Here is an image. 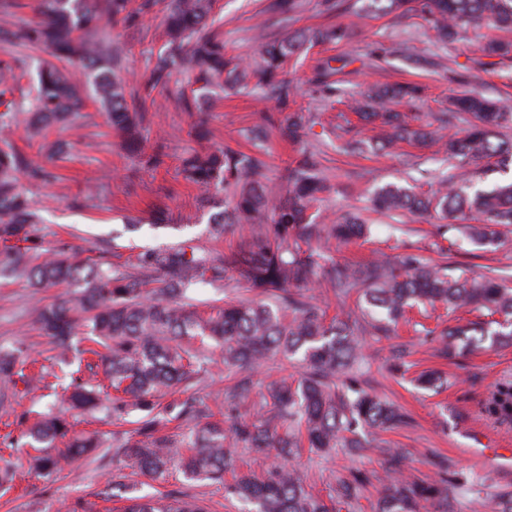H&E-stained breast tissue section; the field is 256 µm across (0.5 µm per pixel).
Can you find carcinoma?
Masks as SVG:
<instances>
[{
	"label": "carcinoma",
	"instance_id": "obj_1",
	"mask_svg": "<svg viewBox=\"0 0 512 512\" xmlns=\"http://www.w3.org/2000/svg\"><path fill=\"white\" fill-rule=\"evenodd\" d=\"M215 0H170L161 32V50L155 56L149 87L169 85L176 74H190L195 95L185 105L199 106L223 85L231 89L252 88L277 103V111L260 112L243 136L254 152L247 154L229 146L191 150L182 162L185 178L197 185L207 201H224V210L210 217L215 236L239 237L238 248L218 253L200 247L158 248L144 252L134 264L104 269L74 260L64 252H46L33 257L29 250L8 247L0 251V274L27 279L38 288L66 285L74 289L67 299L36 309L37 323L52 338L57 350L55 375L62 398L72 412L112 409L123 412L124 399L112 397L75 373L66 371L82 363L84 355L100 356L111 387L133 399L144 416L124 436L107 443L97 436L72 432L70 416L39 412L25 437L30 470L49 476L64 462H73L112 446V460L137 468L154 481L166 480L176 467L189 480L234 482L225 493L252 506L251 512H336L350 505L370 475L348 469L329 485L324 500L306 489L305 481L290 464L303 444L316 454L346 448L352 454L374 449L386 457L375 512H455L462 477L448 460L440 462L437 478L420 480L407 470V456L391 448L380 432L404 427L410 419L394 404L383 401L369 388L363 365L362 343L390 335L407 309L433 307L438 303L453 309L471 305L502 320L492 329L479 322L449 327L439 334L436 351L446 358L464 350L512 345V289L499 278L470 276L467 270L448 265V259L429 261L406 252L362 265L337 261L329 254L332 242L348 244L371 234L372 226L360 213L349 211L329 224L310 212L321 195L331 190L323 175L320 154L303 145L285 168L281 187L272 194L266 180L265 143L272 131L294 144L302 142L316 124V113L290 111V83L285 68L307 43H347L352 25L338 23L315 31H297L262 43L250 63L224 52V41L209 24ZM299 0H273L271 10L281 21H290ZM368 7L384 14L418 15L434 31L436 42L446 44L471 27L484 23L512 29V0H368ZM14 0H0V41L12 46H37L51 56L82 66L87 83L106 108L107 120L123 141L140 149L145 139L146 116L128 102L125 86L112 75V49L100 36L102 25L121 15L132 21L127 0H38V20L10 21ZM484 51L489 58L512 55V42L491 41ZM328 59L317 68L314 83L333 89L331 77L337 68ZM27 68L21 56L0 63V241H32L41 223L32 193L21 176L44 182L50 172L32 164L28 156L9 142L12 128L24 123L34 135L51 122L68 120L85 104L83 91L64 67L48 64L37 72L25 90L20 78ZM413 83L378 90L372 105L355 100L351 108L364 120H379L387 127L380 145L396 140L426 144L439 138L424 125L411 126L406 118L388 111L395 99L418 97ZM459 113L467 115L468 128L445 141L453 173L441 178L427 196L397 184L375 187L368 197L370 210L394 217L400 213L434 215L436 235L464 236L490 251L499 242L497 227L512 224V183L492 190H469L467 165L484 158L512 161V139L501 129L512 123L507 106L483 96L456 101ZM336 129L348 135L343 150L351 155L365 152L370 141L351 128ZM472 214L481 224H466ZM215 288L244 283L253 296L230 300L206 317L191 310L186 292L202 279ZM328 284L339 304L357 295L355 308L344 317L325 323L323 311L308 292ZM79 336H87L105 349L104 354L83 348ZM219 347L224 369L247 370L233 387L214 397L215 402L236 407L247 402L254 386V373L265 359L280 355L297 365V375L269 385L264 403L247 418L229 428L208 421L210 407L203 399L187 397L180 416L206 420L184 442L161 435L170 422L158 411V400L181 387H190L192 375L204 370L206 356L200 347ZM410 351L405 344L393 346L387 369L404 374ZM27 354L0 350V406L10 404L14 377ZM480 415L494 424H512V375L497 379L487 390ZM67 440L63 453L52 448ZM248 448L275 462L266 476L237 474V457L231 446ZM17 462L0 457V487L10 485ZM123 512H205L196 501L166 495L154 501L126 496Z\"/></svg>",
	"mask_w": 512,
	"mask_h": 512
}]
</instances>
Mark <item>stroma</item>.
I'll return each mask as SVG.
<instances>
[{
    "label": "stroma",
    "instance_id": "obj_1",
    "mask_svg": "<svg viewBox=\"0 0 512 512\" xmlns=\"http://www.w3.org/2000/svg\"><path fill=\"white\" fill-rule=\"evenodd\" d=\"M267 2L217 0L215 26L228 54L247 61L256 51L258 32L281 37L307 27L329 26L339 19L324 13L322 0H301L293 21L282 23L265 12ZM164 8L163 0H157L149 13L141 15L137 26L115 19L103 28L106 39L120 53L119 74L127 84L128 100L141 105L148 114L146 145H163V164L153 171L142 169L137 157L126 151L121 137L110 127L104 111L94 103L88 104L72 125L51 126L45 139L30 140L25 134H17V146L52 174L49 182L34 187L42 202L34 252L63 248L77 258H90L108 267L135 263L140 253L155 248L189 244L221 251L228 247V237L216 239L209 233L212 203L202 201L200 190L186 183L179 173L183 153L194 145L189 133L197 112L180 104L181 99L192 98V82L183 77L165 91L148 88L153 60L161 47ZM342 19L354 28L349 43L315 45L289 67L292 108L318 115L308 141L320 149L324 173L334 187L321 208L339 214L364 209L367 191L374 184H400L410 178L417 190L425 192L436 188L448 169L445 155L436 145L420 147L404 142L361 155L342 152L336 136L338 115L345 109L342 95H357L374 86L415 82L424 88L421 98L398 104L397 109L420 114L428 122L449 111L454 98L473 91L512 105V58L490 68L484 64L482 52L488 40L512 41V31L484 27L442 48L435 45L432 31L418 17L397 19L362 11L345 14ZM330 57L347 61L335 76L337 92L333 95L311 83L316 67ZM275 109V101L252 93H219L207 110L211 143L246 149L242 130L256 120L258 112ZM90 178L97 179L100 188L87 199L83 189ZM159 204L169 212L170 224L164 228L152 225L153 208ZM365 219L372 226L370 238L337 246L336 259L394 256L410 249L428 256L443 244L426 217H407L397 227L376 213H367ZM448 259L475 274L487 266L503 269L505 284L512 287V233L503 236L495 251L485 252L464 242L451 247ZM68 295L64 287L37 292L26 279L0 277V349L23 347L47 371H54V352L38 329L35 305ZM393 343L406 344L411 351L407 375H392L385 369L384 359ZM434 348L432 341L415 335L408 324L399 325L391 339L367 342L364 364L373 392L399 406L411 419L410 426L385 433V440L408 451L413 472L419 477L436 478L438 463L445 458L470 483L484 485L487 495L512 491V471L483 464L472 454L476 448L486 454L494 450L504 454L512 449V425L490 424L477 413L488 387L503 374L512 373V347L483 350L448 361L435 357ZM429 368L441 371L448 379L447 385L433 389L415 386L413 376ZM60 395V390L51 388L36 396L22 392L12 405L0 407V448L20 440L27 428L22 420L25 411H44L59 403ZM294 465L308 489L324 497L339 473L349 468L379 473L384 461L376 452L353 457L339 448L328 456L303 453ZM116 482L124 484L133 496L170 492L203 500L209 512H248L247 505L225 500L222 485L193 483L178 472L155 482L116 467L108 456L94 462L77 461L45 478L35 477L26 465H19L13 489L0 492V512H75L85 501L98 503L101 512H112L116 506L112 485Z\"/></svg>",
    "mask_w": 512,
    "mask_h": 512
}]
</instances>
